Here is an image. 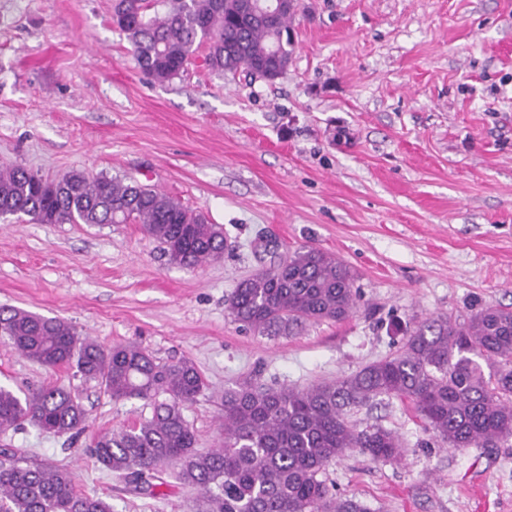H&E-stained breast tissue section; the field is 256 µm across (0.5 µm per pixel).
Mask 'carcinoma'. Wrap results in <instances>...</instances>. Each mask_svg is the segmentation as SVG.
I'll return each mask as SVG.
<instances>
[{
  "mask_svg": "<svg viewBox=\"0 0 512 512\" xmlns=\"http://www.w3.org/2000/svg\"><path fill=\"white\" fill-rule=\"evenodd\" d=\"M116 0L112 22L126 34L138 69L168 82L207 44L218 70L252 74L292 53L291 14L274 0ZM22 167L0 169V213L41 224H129L163 246L170 262L192 269L224 255V234L155 187L135 180L72 172L46 188ZM349 267L323 250L295 251L241 281L228 315L258 336H294L310 323L341 321L356 307ZM0 339L39 365L68 367L114 400L140 399L150 418L98 435L91 454L142 495L166 485L161 470L179 466L206 512H370L333 493L322 479L332 461L358 450L398 461L401 438L351 421L376 401H409L445 447L489 448L512 438V309L478 305L463 320L420 321L399 350L354 374L309 387L263 388L243 381L224 390L221 444L196 448L184 411L205 390L195 365L157 360L135 345L106 348L56 317L0 306ZM86 412L70 391L41 387L18 397L0 386V432L30 422L58 437L84 429ZM0 512H112L103 497L79 493L70 472L18 456L0 459Z\"/></svg>",
  "mask_w": 512,
  "mask_h": 512,
  "instance_id": "cac0c4a2",
  "label": "carcinoma"
}]
</instances>
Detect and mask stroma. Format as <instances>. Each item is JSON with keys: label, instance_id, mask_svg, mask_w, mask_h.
Instances as JSON below:
<instances>
[{"label": "stroma", "instance_id": "1", "mask_svg": "<svg viewBox=\"0 0 512 512\" xmlns=\"http://www.w3.org/2000/svg\"><path fill=\"white\" fill-rule=\"evenodd\" d=\"M115 0H0V168L44 178H131L223 227L222 259L185 269L138 224L0 221V305L71 323L104 346L191 360L207 388L185 417L219 446L224 391L246 378L306 387L394 353L406 327L512 306V0H299L294 51L274 81L212 69L199 48L160 84L135 66ZM280 250L317 247L354 271L347 319L256 336L231 291ZM0 385L62 386L80 400L73 440L28 424L0 453L72 472L112 512H198L169 479L137 494L90 453L95 437L152 409L114 400L73 369L0 345ZM405 443L399 461L331 462L335 491L371 512H512V440L437 445L409 403L359 410Z\"/></svg>", "mask_w": 512, "mask_h": 512}]
</instances>
